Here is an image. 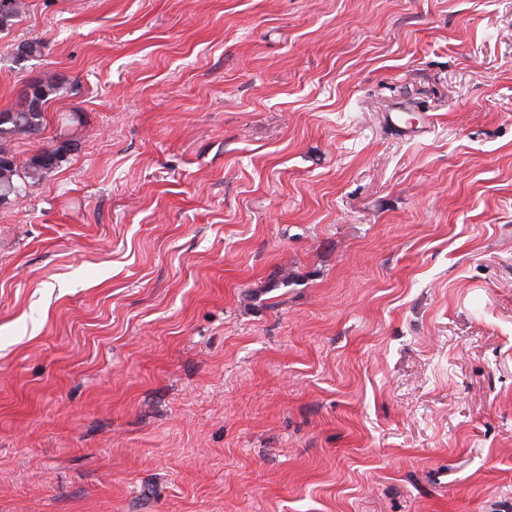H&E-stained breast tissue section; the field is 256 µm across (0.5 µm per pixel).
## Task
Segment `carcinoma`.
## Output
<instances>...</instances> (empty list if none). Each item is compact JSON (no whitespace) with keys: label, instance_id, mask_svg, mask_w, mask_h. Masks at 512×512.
I'll return each mask as SVG.
<instances>
[{"label":"carcinoma","instance_id":"carcinoma-1","mask_svg":"<svg viewBox=\"0 0 512 512\" xmlns=\"http://www.w3.org/2000/svg\"><path fill=\"white\" fill-rule=\"evenodd\" d=\"M24 10L21 0H0V30L13 25ZM30 103L20 109L22 101L0 112V205L18 198L26 186L42 180L72 152V140H59L41 147L24 160H19L12 144L23 137L39 135L46 126L49 103L63 90L62 82L52 77L30 80Z\"/></svg>","mask_w":512,"mask_h":512}]
</instances>
